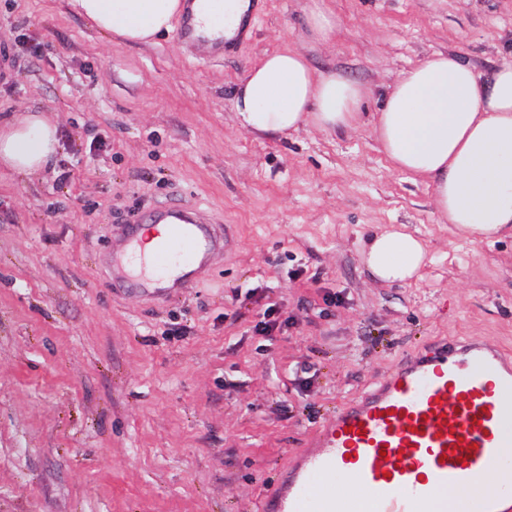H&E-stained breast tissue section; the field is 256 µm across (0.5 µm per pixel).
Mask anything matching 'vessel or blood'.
I'll list each match as a JSON object with an SVG mask.
<instances>
[{
	"mask_svg": "<svg viewBox=\"0 0 512 512\" xmlns=\"http://www.w3.org/2000/svg\"><path fill=\"white\" fill-rule=\"evenodd\" d=\"M239 24L213 12L212 26L197 19L201 0H187L178 41L203 47L211 59L233 56L252 32L259 0H248ZM150 223L169 236L139 269L126 261L135 252L129 232L125 252L113 257L118 277L149 282L173 260L198 264L204 253L223 247V229L206 225L191 207L171 202L156 209ZM512 448V368L500 348L466 337L443 338L407 355L389 374L347 401L302 449L260 512H345L330 479L350 480L365 492L368 512H444L440 492H464L482 481Z\"/></svg>",
	"mask_w": 512,
	"mask_h": 512,
	"instance_id": "1",
	"label": "vessel or blood"
}]
</instances>
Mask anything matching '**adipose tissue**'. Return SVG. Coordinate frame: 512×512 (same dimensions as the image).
Segmentation results:
<instances>
[{
    "label": "adipose tissue",
    "instance_id": "ef3b65f1",
    "mask_svg": "<svg viewBox=\"0 0 512 512\" xmlns=\"http://www.w3.org/2000/svg\"><path fill=\"white\" fill-rule=\"evenodd\" d=\"M70 10L121 44L152 42L170 32L181 0H67ZM363 88L317 72L298 49L265 55L243 77L234 108L239 125L284 135L311 124L336 132L358 118ZM390 165L433 186L445 223L466 237L491 241L512 233V64L477 72L442 52L406 71L375 115ZM59 148L56 124L30 111L0 125V165L42 171ZM425 243L404 228L373 234L363 262L382 282H405L425 263Z\"/></svg>",
    "mask_w": 512,
    "mask_h": 512
}]
</instances>
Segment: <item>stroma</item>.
<instances>
[{
  "mask_svg": "<svg viewBox=\"0 0 512 512\" xmlns=\"http://www.w3.org/2000/svg\"><path fill=\"white\" fill-rule=\"evenodd\" d=\"M329 5L319 44L310 0H261L253 37L214 62L172 32L117 43L66 0H0V122L40 110L61 136L43 172L0 169V512H257L291 453L404 355L448 336L512 353V237L453 234L372 126L434 53L512 63V0ZM287 46L367 88L354 128H241L240 79ZM177 199L227 248L170 295L114 288L132 215ZM390 224L428 249L405 284L361 262ZM305 17L311 38L321 44L329 42L336 33V17L326 0H312Z\"/></svg>",
  "mask_w": 512,
  "mask_h": 512,
  "instance_id": "stroma-1",
  "label": "stroma"
}]
</instances>
